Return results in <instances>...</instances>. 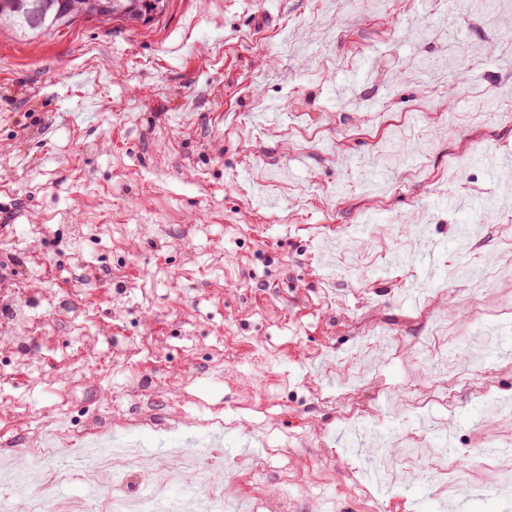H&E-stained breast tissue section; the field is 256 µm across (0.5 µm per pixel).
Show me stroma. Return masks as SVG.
<instances>
[{"instance_id": "obj_1", "label": "stroma", "mask_w": 512, "mask_h": 512, "mask_svg": "<svg viewBox=\"0 0 512 512\" xmlns=\"http://www.w3.org/2000/svg\"><path fill=\"white\" fill-rule=\"evenodd\" d=\"M472 103H512V0H169L149 26L0 34V295L22 291L32 322L0 352V453L145 416L126 436L156 455L163 425L208 439L216 412L203 493L254 441L269 461L248 489L313 474L289 490L296 512H512L503 475L473 458L447 507L425 464L390 486L376 476L378 432L508 442L468 388L439 429L382 399L431 380L423 286L512 395V326L461 319L471 297L448 278L465 264L488 283L484 306L512 297L494 277L512 263V121H456ZM64 303L81 309L66 328ZM367 331L401 356L370 365L365 416L344 424L338 383ZM496 344L509 356L486 354ZM83 471L58 463L44 512H100ZM356 482L375 508L346 494Z\"/></svg>"}]
</instances>
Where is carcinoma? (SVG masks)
I'll list each match as a JSON object with an SVG mask.
<instances>
[{
  "mask_svg": "<svg viewBox=\"0 0 512 512\" xmlns=\"http://www.w3.org/2000/svg\"><path fill=\"white\" fill-rule=\"evenodd\" d=\"M75 2L77 0H0V29L18 38H28L69 27L80 18H113L138 24L151 10V0H98L99 5L76 14L71 12Z\"/></svg>",
  "mask_w": 512,
  "mask_h": 512,
  "instance_id": "carcinoma-1",
  "label": "carcinoma"
}]
</instances>
